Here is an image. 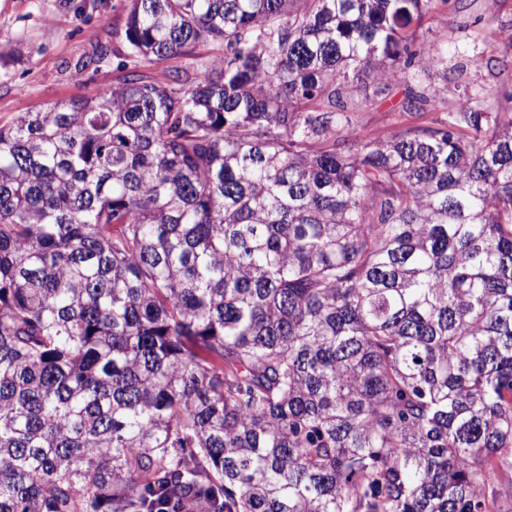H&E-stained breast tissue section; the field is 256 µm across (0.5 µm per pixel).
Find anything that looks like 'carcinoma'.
I'll return each instance as SVG.
<instances>
[{
	"mask_svg": "<svg viewBox=\"0 0 512 512\" xmlns=\"http://www.w3.org/2000/svg\"><path fill=\"white\" fill-rule=\"evenodd\" d=\"M131 71L0 126V512H491L512 96L355 143L449 0H126Z\"/></svg>",
	"mask_w": 512,
	"mask_h": 512,
	"instance_id": "cac0c4a2",
	"label": "carcinoma"
}]
</instances>
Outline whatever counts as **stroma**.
<instances>
[{"label":"stroma","instance_id":"obj_1","mask_svg":"<svg viewBox=\"0 0 512 512\" xmlns=\"http://www.w3.org/2000/svg\"><path fill=\"white\" fill-rule=\"evenodd\" d=\"M418 36L427 43L447 38L456 49L447 68L416 65L408 81L393 82L385 94L349 112L350 140L436 127L473 94L493 106L512 94V77L490 74L480 60L481 54L502 56L512 49V0H450L423 19ZM99 43L109 45L108 56L85 65ZM223 56L217 42L165 61L129 55L124 0H0V125L17 113L40 112L116 82L122 63L161 82L166 72L210 68ZM411 90L424 95L413 115L402 109Z\"/></svg>","mask_w":512,"mask_h":512}]
</instances>
